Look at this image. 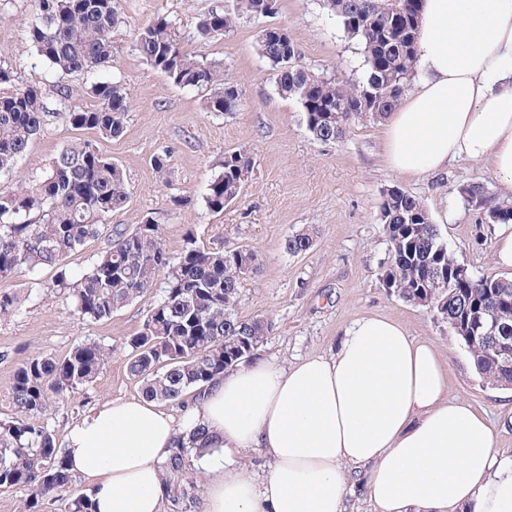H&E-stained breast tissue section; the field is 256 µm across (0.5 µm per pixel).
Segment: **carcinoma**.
I'll list each match as a JSON object with an SVG mask.
<instances>
[{"mask_svg": "<svg viewBox=\"0 0 512 512\" xmlns=\"http://www.w3.org/2000/svg\"><path fill=\"white\" fill-rule=\"evenodd\" d=\"M421 0H324L345 32L363 44L365 76L343 85L318 78L301 65L293 39L281 38V28L260 30L258 49L275 71L278 94L298 101L306 126L320 141L337 140L355 118L387 117L398 106L417 74L416 39ZM29 29L39 56L61 74L91 73L110 63L112 29L119 22L118 0H35ZM277 0H236L235 13L212 11L200 18L203 39L222 34L235 17H268ZM176 22L165 17L145 23L134 35V49L151 67L182 88L209 92L207 109L229 113L239 107L236 86L224 81L220 63L188 53ZM95 100L90 107L68 110L76 130H95L109 137L123 133L128 113L120 82L98 80L86 88ZM44 122L41 92L34 87L0 94V174L14 172L40 133ZM252 169L243 149L227 152L220 171L207 184L205 206L213 212L237 201ZM462 197L483 213L489 224H511L512 206L493 205L483 185L463 187ZM129 199L121 168L91 144L62 149L40 180L31 185L0 189V280L24 271L57 267L52 288L69 292L84 318L106 321L141 297L163 278V296L151 309L139 332L126 340L129 373L142 384L146 397L184 402V397L255 355L272 331L265 318L243 319L237 311L241 281L259 267L249 249H205L188 239L174 261L164 249L160 225L114 230L106 224L113 211ZM381 221L392 251L398 253L389 287L412 304L448 311V295L468 305V323L492 319L512 337V279L458 275L462 264L446 244L423 203L400 189L386 192ZM107 237L108 245L82 273L64 268L69 255L89 237ZM309 233L288 237L293 255L313 247ZM444 272L446 280L433 276ZM477 373L492 384L512 380V371L491 351L488 342L467 346ZM110 358V349L96 342L76 345L62 359L52 356L23 361L11 382L15 416L0 421V489L29 491L23 512H43L57 492L72 484L74 474L48 428L34 422L51 399H61L93 381ZM203 430L192 433L190 445H180L164 469L180 472L192 459L216 452L198 447Z\"/></svg>", "mask_w": 512, "mask_h": 512, "instance_id": "obj_1", "label": "carcinoma"}]
</instances>
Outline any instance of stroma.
Segmentation results:
<instances>
[{
    "instance_id": "obj_1",
    "label": "stroma",
    "mask_w": 512,
    "mask_h": 512,
    "mask_svg": "<svg viewBox=\"0 0 512 512\" xmlns=\"http://www.w3.org/2000/svg\"><path fill=\"white\" fill-rule=\"evenodd\" d=\"M236 0H120L121 22L112 32L115 60L90 74L57 77L31 43L34 0H0V65L11 68L14 86L43 93L46 117L40 134L20 161L16 175L33 182L68 144L90 142L118 164L128 179L130 199L114 211L111 226L131 230L146 219L163 229L171 258H179L187 236L198 245L244 246L260 265L241 283L238 313L265 317L273 329L257 356L280 365L336 347L353 323L367 316L398 321L408 335L431 342L449 366L448 393L490 421L494 448L512 455V388L484 381L447 320L429 308L401 299L383 282L391 263L390 243L380 220L387 189L418 197L437 225L448 250L478 276L512 279V269L496 265L495 225L482 222L464 202L461 189L483 184L493 203L512 205V195L484 165L456 160L437 173L408 179L383 157L382 121L361 116L345 135L322 142L308 131L299 103L282 98L274 72L257 51L264 19L243 16L232 31L201 40L200 14L233 9ZM166 17L179 23L187 52L220 61L224 78L240 93L236 112L205 109L202 93L174 86L147 65L133 47L134 34L148 21ZM272 24L287 28L300 47L302 65L313 75L341 84L362 81L363 45L348 35L324 0H278ZM120 79L129 101L124 132L111 138L77 130L67 120L70 107L91 105L88 97L62 99L59 86L73 89L97 80ZM247 150L252 171L241 198L215 213L203 195L226 152ZM168 151L167 167L156 171L153 157ZM307 231L314 238L306 253L289 254L285 242ZM56 271L45 268L0 281V292L17 297L16 311L0 319V420L15 413L11 381L31 357H64L77 344L95 341L112 355L92 383L67 401L50 403L40 421L64 440L66 430L87 408L108 399L140 395L141 384L127 371L128 336L138 332L162 296L155 287L106 322L80 317L67 292L51 289ZM161 512H202L206 495L200 469L166 478Z\"/></svg>"
}]
</instances>
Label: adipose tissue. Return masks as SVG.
<instances>
[{"instance_id":"1","label":"adipose tissue","mask_w":512,"mask_h":512,"mask_svg":"<svg viewBox=\"0 0 512 512\" xmlns=\"http://www.w3.org/2000/svg\"><path fill=\"white\" fill-rule=\"evenodd\" d=\"M420 76L383 125L387 165L419 178L485 164L512 192V0H423ZM205 427L217 456L203 512H345L364 470L377 512H512V456L489 421L448 399L435 348L389 318L357 320L327 356L233 367L182 420L144 397L108 400L67 429L65 454L93 512H160L164 462ZM255 448L269 468L248 476Z\"/></svg>"}]
</instances>
